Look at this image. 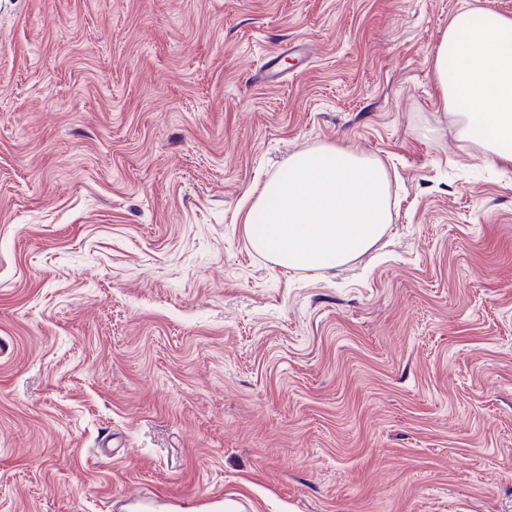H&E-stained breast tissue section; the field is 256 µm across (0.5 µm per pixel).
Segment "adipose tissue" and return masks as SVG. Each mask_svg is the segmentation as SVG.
I'll list each match as a JSON object with an SVG mask.
<instances>
[{
    "label": "adipose tissue",
    "mask_w": 512,
    "mask_h": 512,
    "mask_svg": "<svg viewBox=\"0 0 512 512\" xmlns=\"http://www.w3.org/2000/svg\"><path fill=\"white\" fill-rule=\"evenodd\" d=\"M441 101L460 141L512 163V17L462 4L433 58Z\"/></svg>",
    "instance_id": "1"
}]
</instances>
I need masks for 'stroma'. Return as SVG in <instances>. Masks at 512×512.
<instances>
[{
    "label": "stroma",
    "instance_id": "stroma-1",
    "mask_svg": "<svg viewBox=\"0 0 512 512\" xmlns=\"http://www.w3.org/2000/svg\"><path fill=\"white\" fill-rule=\"evenodd\" d=\"M461 2L0 0V512H512V166L432 78ZM321 145L393 220L275 264L243 207Z\"/></svg>",
    "mask_w": 512,
    "mask_h": 512
}]
</instances>
